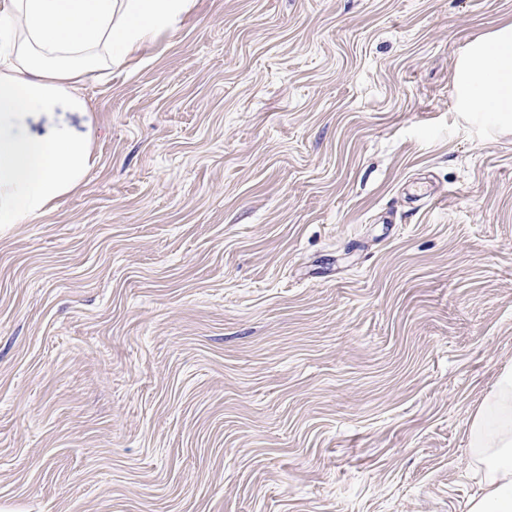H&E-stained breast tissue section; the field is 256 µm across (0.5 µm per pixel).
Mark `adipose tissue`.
I'll use <instances>...</instances> for the list:
<instances>
[{
    "instance_id": "ef3b65f1",
    "label": "adipose tissue",
    "mask_w": 512,
    "mask_h": 512,
    "mask_svg": "<svg viewBox=\"0 0 512 512\" xmlns=\"http://www.w3.org/2000/svg\"><path fill=\"white\" fill-rule=\"evenodd\" d=\"M191 0H10L0 10V224H26L80 188L96 159L91 136L30 117L68 106L87 112L80 85L122 65L163 32H177ZM462 111L512 117V22L470 43L457 64ZM467 460L480 495L467 512H512V365L470 428Z\"/></svg>"
}]
</instances>
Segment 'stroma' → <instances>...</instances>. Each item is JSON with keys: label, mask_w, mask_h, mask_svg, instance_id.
Returning a JSON list of instances; mask_svg holds the SVG:
<instances>
[{"label": "stroma", "mask_w": 512, "mask_h": 512, "mask_svg": "<svg viewBox=\"0 0 512 512\" xmlns=\"http://www.w3.org/2000/svg\"><path fill=\"white\" fill-rule=\"evenodd\" d=\"M512 0H193L81 89L84 185L0 229V512H466L512 365ZM463 112L504 114L512 123V22L470 43L457 64Z\"/></svg>", "instance_id": "obj_1"}]
</instances>
